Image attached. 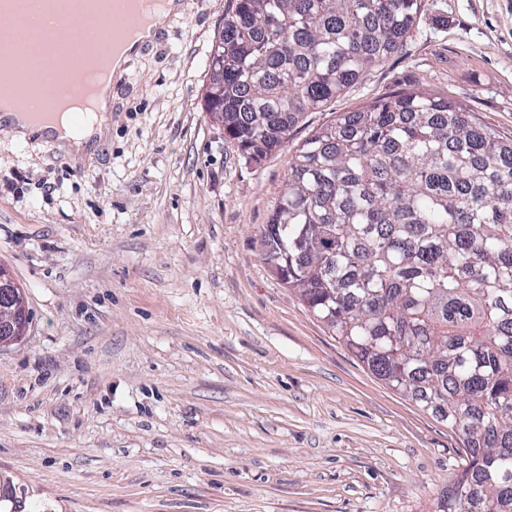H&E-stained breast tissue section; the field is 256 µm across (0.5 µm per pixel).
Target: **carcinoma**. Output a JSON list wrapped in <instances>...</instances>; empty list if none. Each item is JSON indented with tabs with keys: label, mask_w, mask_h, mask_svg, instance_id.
I'll use <instances>...</instances> for the list:
<instances>
[{
	"label": "carcinoma",
	"mask_w": 512,
	"mask_h": 512,
	"mask_svg": "<svg viewBox=\"0 0 512 512\" xmlns=\"http://www.w3.org/2000/svg\"><path fill=\"white\" fill-rule=\"evenodd\" d=\"M422 0H237L208 111L249 162L397 53ZM264 260L401 395L464 437L434 512H512V139L421 89L294 151Z\"/></svg>",
	"instance_id": "obj_1"
}]
</instances>
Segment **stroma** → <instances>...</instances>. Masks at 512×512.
Returning <instances> with one entry per match:
<instances>
[{
    "label": "stroma",
    "instance_id": "1",
    "mask_svg": "<svg viewBox=\"0 0 512 512\" xmlns=\"http://www.w3.org/2000/svg\"><path fill=\"white\" fill-rule=\"evenodd\" d=\"M237 0H192L127 65L93 161L0 128V476L39 512H432L463 439L272 272L296 147L407 88L512 138V0H424L402 48L256 163L205 107ZM11 272L0 265V347L20 340L27 328L29 310Z\"/></svg>",
    "mask_w": 512,
    "mask_h": 512
}]
</instances>
